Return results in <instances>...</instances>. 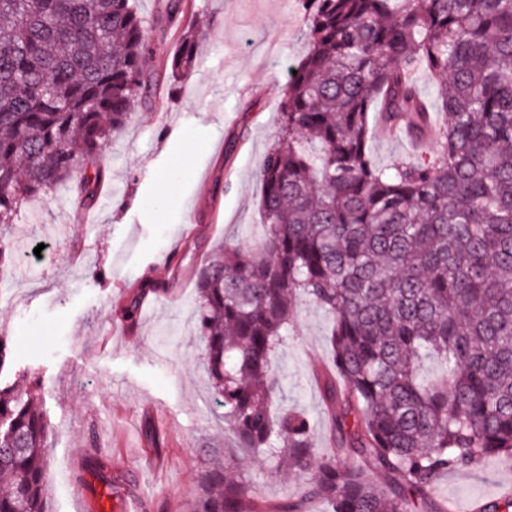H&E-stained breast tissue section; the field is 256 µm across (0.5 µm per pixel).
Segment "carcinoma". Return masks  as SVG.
I'll return each mask as SVG.
<instances>
[{"label":"carcinoma","instance_id":"obj_1","mask_svg":"<svg viewBox=\"0 0 512 512\" xmlns=\"http://www.w3.org/2000/svg\"><path fill=\"white\" fill-rule=\"evenodd\" d=\"M307 52L290 76L260 169L263 239L224 242L197 275L194 334L237 447L305 494L262 506L235 459L205 462L193 512H442L437 478L512 456V0H299ZM164 0L166 20L189 10ZM205 31L165 59L197 65ZM154 53L134 0H0V222L20 200L78 180L96 203L98 164ZM424 67L430 90L409 74ZM420 136L443 116L440 152L376 165L371 112ZM145 280L123 307L135 317ZM332 320L322 374L336 455L320 457L302 412L277 417L272 356L296 303ZM427 355L442 361L429 378ZM49 426L31 390L0 388V512H49ZM105 485L126 483L94 463Z\"/></svg>","mask_w":512,"mask_h":512}]
</instances>
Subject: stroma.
Here are the masks:
<instances>
[{
	"label": "stroma",
	"mask_w": 512,
	"mask_h": 512,
	"mask_svg": "<svg viewBox=\"0 0 512 512\" xmlns=\"http://www.w3.org/2000/svg\"><path fill=\"white\" fill-rule=\"evenodd\" d=\"M156 49L146 60L160 87L137 100L100 155L107 179L95 207L76 206L71 187L22 202L0 223L15 253L0 289V336L13 365L0 381L28 374L50 424L46 480L50 512H192L200 466L234 437L212 395L195 325V273L222 240L256 247L262 237L260 163L279 132L288 74L303 56L298 0H193L207 23L195 70L173 81L161 62L177 49L179 23L159 26L160 0H135ZM373 160L415 161L399 134H373ZM166 196H159L160 185ZM153 313L124 331L120 305L145 279ZM330 320L301 302L276 350L281 393L272 412L306 413L312 441L327 453L329 417L317 385L331 367ZM155 425L158 444L145 427ZM111 463L130 489L102 485L90 459ZM264 452L239 460L260 502L302 495L308 474L282 478ZM512 487V458L490 456L441 476L436 501L466 508L495 503Z\"/></svg>",
	"instance_id": "stroma-1"
}]
</instances>
